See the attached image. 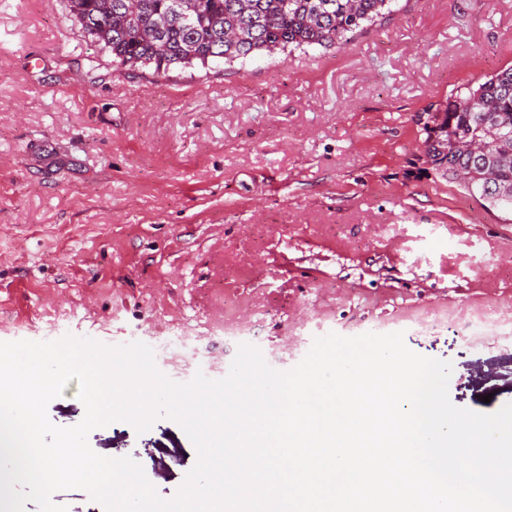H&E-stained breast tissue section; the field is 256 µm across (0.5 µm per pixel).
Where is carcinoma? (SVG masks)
Segmentation results:
<instances>
[{"label": "carcinoma", "mask_w": 512, "mask_h": 512, "mask_svg": "<svg viewBox=\"0 0 512 512\" xmlns=\"http://www.w3.org/2000/svg\"><path fill=\"white\" fill-rule=\"evenodd\" d=\"M82 35L129 66L206 67L262 52L341 48L395 0H67ZM425 155L490 208L512 213V67L428 110Z\"/></svg>", "instance_id": "carcinoma-1"}]
</instances>
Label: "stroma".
Here are the masks:
<instances>
[{"label":"stroma","mask_w":512,"mask_h":512,"mask_svg":"<svg viewBox=\"0 0 512 512\" xmlns=\"http://www.w3.org/2000/svg\"><path fill=\"white\" fill-rule=\"evenodd\" d=\"M393 8L343 49L158 74L81 36L67 0H0V342L140 341L186 383L244 343L286 372L327 334L400 332L451 362L455 406L512 403V220L436 174L421 131L512 66V0ZM88 443L165 500L198 460L164 415Z\"/></svg>","instance_id":"1"}]
</instances>
